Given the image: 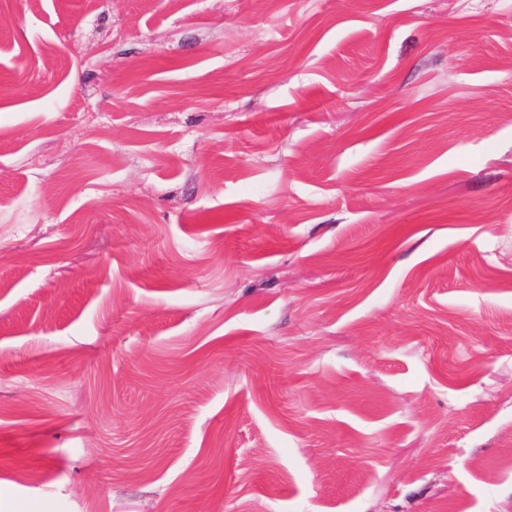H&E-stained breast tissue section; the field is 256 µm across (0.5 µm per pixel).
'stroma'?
<instances>
[{
    "instance_id": "35a3bbf8",
    "label": "stroma",
    "mask_w": 512,
    "mask_h": 512,
    "mask_svg": "<svg viewBox=\"0 0 512 512\" xmlns=\"http://www.w3.org/2000/svg\"><path fill=\"white\" fill-rule=\"evenodd\" d=\"M0 512H512V0H0Z\"/></svg>"
}]
</instances>
